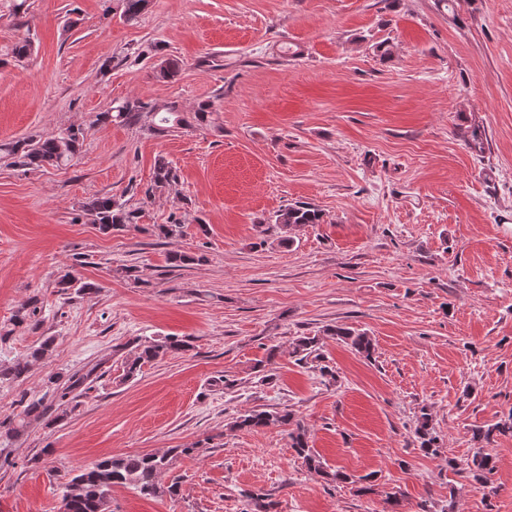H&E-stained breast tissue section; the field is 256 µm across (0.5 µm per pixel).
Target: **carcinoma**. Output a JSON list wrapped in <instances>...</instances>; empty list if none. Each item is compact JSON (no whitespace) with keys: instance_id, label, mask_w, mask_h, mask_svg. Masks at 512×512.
Masks as SVG:
<instances>
[{"instance_id":"obj_1","label":"carcinoma","mask_w":512,"mask_h":512,"mask_svg":"<svg viewBox=\"0 0 512 512\" xmlns=\"http://www.w3.org/2000/svg\"><path fill=\"white\" fill-rule=\"evenodd\" d=\"M147 0H122V14L128 21L138 19L146 7ZM144 113H151L155 118L153 132L164 134L173 129L207 128L213 124V104L201 103L187 117L173 102L159 103L144 101L140 98L127 100L113 109L95 115L93 124L101 125L112 122L135 126ZM85 137V129L70 126L66 130L51 135H30L17 140L0 143V159L5 158L11 164L18 165L29 171L39 170L47 165L61 167L68 165L79 153ZM178 179L177 170L171 163L160 159L155 165L150 186L145 191V199L149 200L156 193L171 186ZM82 208L94 217L99 230L108 233L112 230H133L146 232L148 228L140 224L143 203L131 205L128 201H118L110 195H98L89 199ZM322 215L318 209L305 204H290L273 215L271 223L278 227L284 236L279 244L287 246L293 242L288 233L307 224L321 223ZM184 225L177 219L168 224L154 226L157 236L169 238L183 233ZM60 291L72 288L76 292L89 291L94 284L81 282L71 273H66L57 282ZM38 307L29 303L19 308L11 318L15 327L31 330L38 328L36 319ZM327 334L349 345L356 353L369 359L373 352L372 340L364 333L349 328L333 327ZM55 337L44 336L31 351L30 355L16 359L7 364H0V382L15 381L24 377L35 360L43 358L50 352ZM189 348L187 341L176 337H164L148 343H137L128 353L124 361V378L137 376L142 367L153 363L169 354L184 352ZM319 339L316 336H299L295 339L291 354L299 363L308 361L319 362L322 359ZM49 405L44 399L31 400L24 409V418L19 421L5 419L0 421V429L7 437H19L26 427V419L34 416L39 418L46 414ZM290 412H270L267 410H251L231 422L237 429L260 430L270 425L281 424L289 427L288 438L290 448L301 458L308 470L322 475L332 482H345L349 477L340 472H329L324 469L319 455L309 445L307 433L300 424H292ZM498 435L512 436V412L493 424L473 429L472 440L477 445L471 459L466 461V473L472 481L486 484L495 469V458L489 451ZM415 437L419 448L427 455L440 453L439 438L430 427L428 413L421 414ZM173 455L169 453L143 455H116L94 463L92 466L79 470L65 484L62 496V512H112L111 492L117 485H129L144 496H156L166 492L171 496L178 495L179 487L173 482L167 487L159 484V476L172 466Z\"/></svg>"}]
</instances>
